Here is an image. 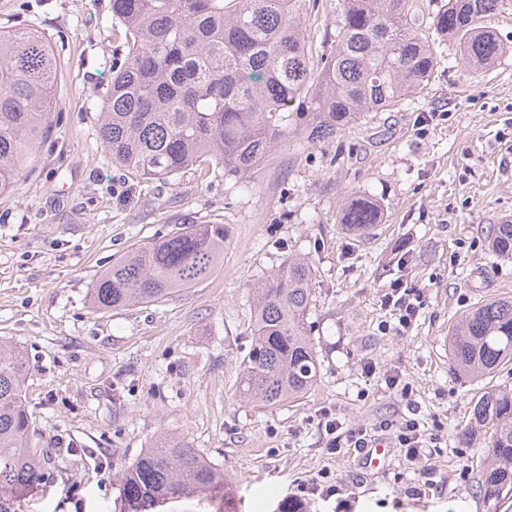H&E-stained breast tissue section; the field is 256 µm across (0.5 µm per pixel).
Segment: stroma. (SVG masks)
<instances>
[{"mask_svg": "<svg viewBox=\"0 0 512 512\" xmlns=\"http://www.w3.org/2000/svg\"><path fill=\"white\" fill-rule=\"evenodd\" d=\"M32 21L54 53L56 95L34 161L0 195V339L27 352L49 462L15 512H123V471L163 433L224 470L223 494L175 497L165 512H278L288 499L304 512H512L480 492L486 443L463 431L482 384L454 371L447 343L475 304L512 295V260L486 242L488 225L512 217V0L490 23L504 45L494 67L463 69L457 47L435 42L423 91L332 140H282L242 175L149 183L113 166L99 135L126 53L111 0H0V28ZM352 193L382 206L369 235L339 221ZM213 223L228 236L208 281L160 303L92 308L113 258ZM295 254L316 272L318 380L294 403L243 402L252 287ZM394 287L419 302L410 328L385 304ZM410 417L427 437L413 461L395 432ZM329 419L385 439V465L328 453ZM323 473L340 494H302Z\"/></svg>", "mask_w": 512, "mask_h": 512, "instance_id": "1", "label": "stroma"}]
</instances>
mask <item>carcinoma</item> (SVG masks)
<instances>
[{
	"instance_id": "1",
	"label": "carcinoma",
	"mask_w": 512,
	"mask_h": 512,
	"mask_svg": "<svg viewBox=\"0 0 512 512\" xmlns=\"http://www.w3.org/2000/svg\"><path fill=\"white\" fill-rule=\"evenodd\" d=\"M308 0H112L127 52L104 95L100 136L112 164L144 180L187 169L245 174L297 133L326 141L366 112L419 93L438 64L422 35V0H340L335 30L313 53ZM500 0H448L433 13L434 34L452 41L466 68L490 67L504 47L488 22ZM55 61L36 26L0 31V195L35 158L48 126ZM379 207L344 200L341 223L371 230ZM228 230L186 224L112 260L95 281L97 311L158 303L213 276L224 263ZM488 248L512 259V221L491 224ZM315 270L290 257L253 286L252 343L237 385L241 400L292 403L316 383L318 359L307 318ZM448 355L459 375L485 380L512 362V296L484 301L453 325ZM22 347L0 339V512L38 487L46 451L33 442ZM470 431L487 440L481 491L512 498V388L487 385ZM224 490V469L185 440L164 434L129 467L125 512H157L172 495Z\"/></svg>"
}]
</instances>
